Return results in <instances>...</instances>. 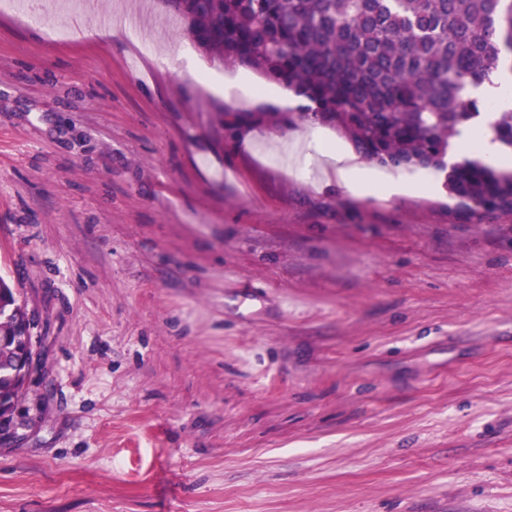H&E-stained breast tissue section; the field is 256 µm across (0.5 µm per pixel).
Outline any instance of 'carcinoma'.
Masks as SVG:
<instances>
[{
    "instance_id": "1",
    "label": "carcinoma",
    "mask_w": 512,
    "mask_h": 512,
    "mask_svg": "<svg viewBox=\"0 0 512 512\" xmlns=\"http://www.w3.org/2000/svg\"><path fill=\"white\" fill-rule=\"evenodd\" d=\"M201 50L308 99L367 161L446 173L457 207L512 211V170L448 166L458 128L486 109L473 95L512 74V0H165ZM496 139L512 148V111ZM27 307L0 278V417L22 393Z\"/></svg>"
}]
</instances>
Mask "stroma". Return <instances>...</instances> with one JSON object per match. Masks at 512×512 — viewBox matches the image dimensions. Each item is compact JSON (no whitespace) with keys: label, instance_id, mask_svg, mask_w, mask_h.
Returning a JSON list of instances; mask_svg holds the SVG:
<instances>
[{"label":"stroma","instance_id":"obj_1","mask_svg":"<svg viewBox=\"0 0 512 512\" xmlns=\"http://www.w3.org/2000/svg\"><path fill=\"white\" fill-rule=\"evenodd\" d=\"M239 75L164 0L0 25V512H512V212L325 184ZM27 307L18 299L10 284L0 278V417L9 414L33 370L35 357L29 358L28 349L23 355L24 367L18 370L19 336L27 325ZM28 364L30 366L28 367Z\"/></svg>","mask_w":512,"mask_h":512}]
</instances>
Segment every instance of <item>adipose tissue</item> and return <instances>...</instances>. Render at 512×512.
Masks as SVG:
<instances>
[{
    "instance_id": "adipose-tissue-1",
    "label": "adipose tissue",
    "mask_w": 512,
    "mask_h": 512,
    "mask_svg": "<svg viewBox=\"0 0 512 512\" xmlns=\"http://www.w3.org/2000/svg\"><path fill=\"white\" fill-rule=\"evenodd\" d=\"M477 94L489 103L483 121L478 125L468 123L462 126L459 135L453 141V151L459 156L476 154L493 164H507L506 155L500 152L493 140L489 123L496 113L512 110V77L500 75L480 86ZM316 149L335 164L337 184L353 193L367 195L378 191L391 196L401 193L404 189L403 184L395 179H377L354 155L328 138H318Z\"/></svg>"
}]
</instances>
